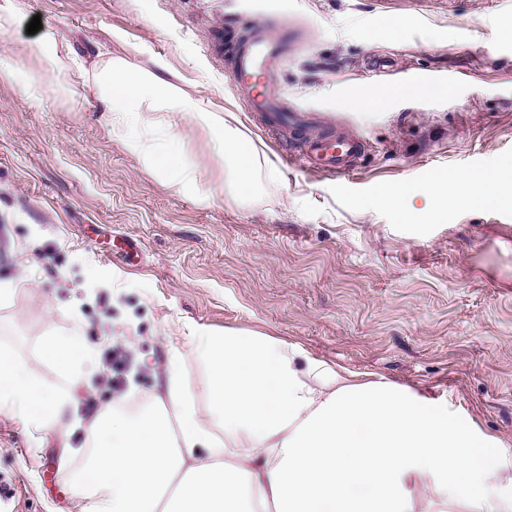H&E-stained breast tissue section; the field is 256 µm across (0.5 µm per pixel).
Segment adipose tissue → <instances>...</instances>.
I'll return each instance as SVG.
<instances>
[{
    "mask_svg": "<svg viewBox=\"0 0 512 512\" xmlns=\"http://www.w3.org/2000/svg\"><path fill=\"white\" fill-rule=\"evenodd\" d=\"M36 47L51 74L90 82L110 124L132 121L130 150L199 205L210 200L191 166L164 155L172 133L154 115L180 112L210 127L233 162L239 194L252 185L253 149L223 115L177 94L154 74L116 57L86 67L69 43ZM512 168L500 164L464 177H437L423 190L428 208L500 204ZM209 370L210 416L198 410L168 361L164 396L130 415L115 408L91 425L95 453L78 484L92 493L91 512H414L438 498L462 512H512V452L476 432L448 408L382 382H355L326 366L302 363L277 340L228 332L202 337ZM65 397L46 396L10 352L0 351V409L43 424L58 420Z\"/></svg>",
    "mask_w": 512,
    "mask_h": 512,
    "instance_id": "adipose-tissue-1",
    "label": "adipose tissue"
}]
</instances>
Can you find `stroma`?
<instances>
[{
  "label": "stroma",
  "mask_w": 512,
  "mask_h": 512,
  "mask_svg": "<svg viewBox=\"0 0 512 512\" xmlns=\"http://www.w3.org/2000/svg\"><path fill=\"white\" fill-rule=\"evenodd\" d=\"M0 54L37 100L0 79V350L71 405L44 427L0 410V512H86L76 475L92 454L86 402L111 407L104 363L79 383L41 353L50 334L134 353L128 388L163 392L179 352L201 414L209 370L198 338L268 336L301 359L408 389L512 446V204L449 206L412 223L390 195L444 173L512 159V0H18ZM86 63L127 58L224 112L258 154L250 195L209 128L178 112L170 149L211 196L175 192L107 123L92 86L46 80L26 27ZM287 26L270 83L289 111L342 130L363 152L346 174L285 163L293 137L246 111L230 62L250 22ZM459 78L440 96L355 109L354 96L408 77Z\"/></svg>",
  "instance_id": "stroma-1"
}]
</instances>
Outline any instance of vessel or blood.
Masks as SVG:
<instances>
[{"label": "vessel or blood", "mask_w": 512, "mask_h": 512, "mask_svg": "<svg viewBox=\"0 0 512 512\" xmlns=\"http://www.w3.org/2000/svg\"><path fill=\"white\" fill-rule=\"evenodd\" d=\"M287 54V35L270 38L257 34L237 49L234 79L238 96L250 111L268 113L270 119L277 124L296 125L301 121L300 115L280 110L277 104L278 93L274 87L258 86L251 81L256 73L279 68ZM303 152L310 169L336 174L346 169L358 148L354 141L348 139L341 140L339 146H332L330 137L323 136L305 146Z\"/></svg>", "instance_id": "obj_1"}]
</instances>
